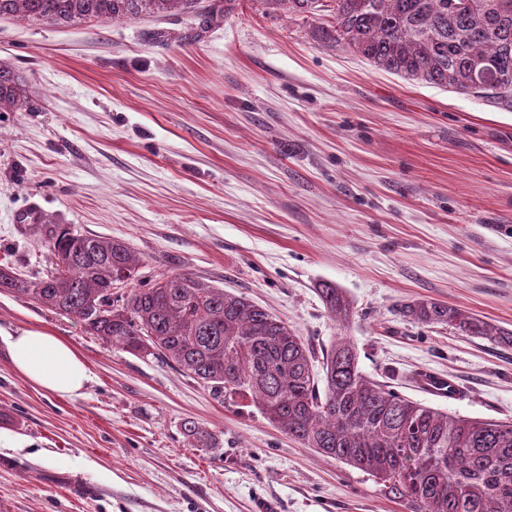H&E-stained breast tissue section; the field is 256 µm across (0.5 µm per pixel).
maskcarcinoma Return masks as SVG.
<instances>
[{"instance_id": "1", "label": "carcinoma", "mask_w": 512, "mask_h": 512, "mask_svg": "<svg viewBox=\"0 0 512 512\" xmlns=\"http://www.w3.org/2000/svg\"><path fill=\"white\" fill-rule=\"evenodd\" d=\"M286 15L327 16L322 34L398 77L512 103V0H259ZM236 0H0V18L63 24L167 17L211 19ZM28 103L13 67L0 62V112ZM33 229L48 244L50 266L32 278L0 265V291L72 316L90 336L140 357L173 364L226 400L239 398L306 448L369 474L413 512H512V420L448 414L366 377L354 343L341 336L323 357V376L302 337L262 306L224 293L191 273L143 282L141 259L122 240L84 234L39 215ZM128 290L114 288L120 277ZM327 312L351 308L341 289L322 283ZM400 313L423 325L512 347V330L428 299ZM191 448L216 437L184 422Z\"/></svg>"}]
</instances>
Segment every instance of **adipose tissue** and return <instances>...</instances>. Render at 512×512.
Instances as JSON below:
<instances>
[{"instance_id":"obj_1","label":"adipose tissue","mask_w":512,"mask_h":512,"mask_svg":"<svg viewBox=\"0 0 512 512\" xmlns=\"http://www.w3.org/2000/svg\"><path fill=\"white\" fill-rule=\"evenodd\" d=\"M13 370L37 387L58 396L81 395L91 377L80 354L53 333L37 328L5 335Z\"/></svg>"}]
</instances>
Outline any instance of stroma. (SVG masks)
I'll use <instances>...</instances> for the list:
<instances>
[{
	"instance_id": "35a3bbf8",
	"label": "stroma",
	"mask_w": 512,
	"mask_h": 512,
	"mask_svg": "<svg viewBox=\"0 0 512 512\" xmlns=\"http://www.w3.org/2000/svg\"><path fill=\"white\" fill-rule=\"evenodd\" d=\"M328 17L265 12L49 25L0 18L30 103L0 114V261L48 251L46 213L267 308L322 359L340 334L368 376L439 410L512 419V347L422 325L429 299L512 330V106L377 70L318 39ZM342 288L339 326L319 284ZM67 339L91 372L57 397L0 342V512H412L359 469L0 291V328ZM457 381L448 400L418 374ZM193 420L214 448L185 445Z\"/></svg>"
}]
</instances>
